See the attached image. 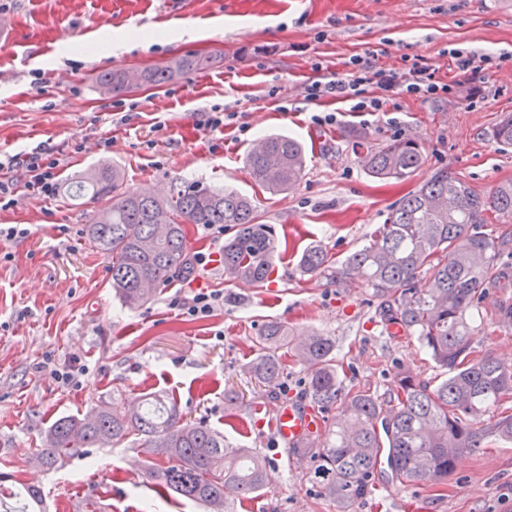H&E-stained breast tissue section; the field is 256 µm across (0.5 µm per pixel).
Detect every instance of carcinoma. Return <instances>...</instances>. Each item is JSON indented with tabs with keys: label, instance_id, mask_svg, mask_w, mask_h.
I'll return each mask as SVG.
<instances>
[{
	"label": "carcinoma",
	"instance_id": "1",
	"mask_svg": "<svg viewBox=\"0 0 512 512\" xmlns=\"http://www.w3.org/2000/svg\"><path fill=\"white\" fill-rule=\"evenodd\" d=\"M210 58L174 56L144 68L140 83L155 88ZM105 95L132 91L126 71L99 74ZM491 138L512 146V114L503 117ZM416 141L393 138L363 157L376 179L405 180L423 164ZM250 178L269 193L290 190L306 165L303 144L285 135H269L246 156ZM117 167L79 175L64 190L70 199L107 200L83 233L99 251L112 257L111 287L122 304L138 307L152 299L156 287L188 268L187 224H221L231 231L224 241V274L259 283L273 265L279 242L269 224H261L254 201L229 188L212 189L174 182L165 197L149 191H126ZM512 220V180L485 196L464 180L439 170L434 178L405 196L362 248L336 265L319 245L300 256L306 274H320L341 284L355 280L379 301V315L414 337L431 359L448 372L436 385L410 369L400 372L389 400L358 389L343 394L336 368L335 341L311 334L294 337L278 323L268 324L258 339L254 376L278 384L284 367L278 352L288 349L306 368L307 395L324 430L299 443L311 463L321 493L346 507L373 490L378 456L388 475L400 483L445 484L458 459L482 448L512 442V413L496 409L512 401V364L476 350L475 315L487 296L485 283L498 269L509 241L487 231L488 216ZM341 406L344 416L331 414ZM491 413L494 421L482 423ZM134 435L147 454L148 476L161 488L205 506L208 512H233L235 501L263 490L267 465L252 448H231L224 436L201 423L187 421L173 402L149 394L124 413L106 401L82 416H63L49 427L40 455L51 469L102 443ZM22 512H43L41 492L23 489Z\"/></svg>",
	"mask_w": 512,
	"mask_h": 512
}]
</instances>
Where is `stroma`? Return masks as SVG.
Returning <instances> with one entry per match:
<instances>
[{"label":"stroma","mask_w":512,"mask_h":512,"mask_svg":"<svg viewBox=\"0 0 512 512\" xmlns=\"http://www.w3.org/2000/svg\"><path fill=\"white\" fill-rule=\"evenodd\" d=\"M0 158L42 145L61 151L59 184L98 164L118 167L129 190L167 193L181 179L230 187L253 196L260 223L274 225L280 247L275 271L258 284L229 280L209 230L186 227L191 251L212 254L200 287L224 293L212 316L192 321L168 302L188 291L184 278L160 286L151 301L125 307L110 287L112 260L83 235L99 209L64 193L20 195L0 210V225L28 228L23 239L0 241V473L41 487L46 512H206L164 491L130 466L143 454L133 441L90 449L63 467L31 466L57 418L88 412L100 400L128 410L150 392L174 398L187 420L223 433L237 448L267 459V485L235 502V512H512V444L484 448L459 461L447 485H401L378 474L366 499L343 510L312 486L307 466L280 455L273 428L279 406L304 402L306 369L284 358V380L270 387L249 371L265 325L336 340L346 366L344 390L388 396L402 369L438 383L444 373L410 336H393L360 284L328 285L301 273L299 258L318 244L343 261L408 193L441 169L490 194L512 179V148L489 137L512 113V60L482 74L479 94L457 86L447 98L400 100L397 113L341 112L336 102L310 103L302 87L314 64L344 76L350 58L372 55L379 67L400 70L419 58L451 78L448 51L512 53V0H0ZM128 33L131 47L102 50L101 28ZM187 27L197 40L179 39ZM159 29L173 36L152 42ZM209 56L201 70L162 87L123 94L136 104L130 124L113 125L114 97L102 95L96 74L144 68L175 55ZM277 97H269L270 86ZM232 107L246 131L225 128L209 151L198 113ZM336 113L318 126L312 115ZM302 142L307 167L292 189L270 194L250 180L244 160L270 134ZM400 136L418 141L423 164L404 181L377 180L364 169L366 151ZM111 147H104V138ZM511 286L490 285L482 304L479 349L508 359L512 325L497 316ZM85 368L78 385L62 387L43 367Z\"/></svg>","instance_id":"35a3bbf8"}]
</instances>
